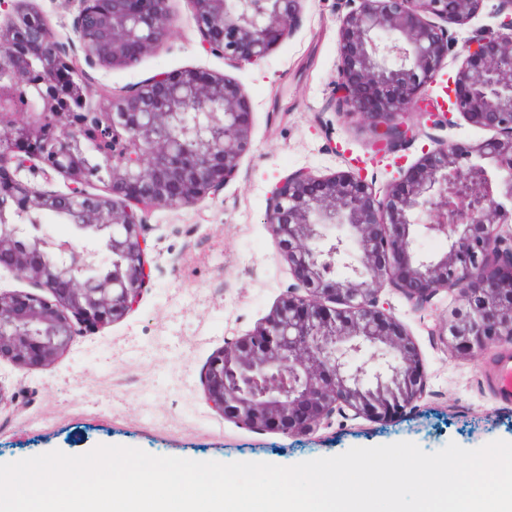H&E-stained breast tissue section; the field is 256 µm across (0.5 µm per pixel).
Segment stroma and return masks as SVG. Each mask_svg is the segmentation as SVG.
<instances>
[{
  "mask_svg": "<svg viewBox=\"0 0 512 512\" xmlns=\"http://www.w3.org/2000/svg\"><path fill=\"white\" fill-rule=\"evenodd\" d=\"M60 40L73 36L81 0H26ZM497 0L449 25L453 47L428 96L440 95L460 64L463 44L497 26ZM174 33L137 63L95 67L109 93L160 72L204 68L236 81L253 107L252 145L236 175L215 196L175 208H151L148 260L152 277L136 309L100 330L75 336L52 365L23 370L0 359V390L17 409L0 415V463L54 450L80 455L99 445L137 447L155 456L221 463L292 466L353 447L402 441L433 453L448 443L476 449L512 442V408H501L484 371L501 351L455 356L446 337L459 304L442 291L415 308L391 285L379 301L414 342L426 371L420 397L383 420L333 414L310 435L250 428L206 402L204 376L225 339L253 331L297 281L264 222L272 188L298 169L323 177L360 171L380 192L398 186L434 139L472 147L491 138L456 112L423 116L424 133L405 150H378L360 118L329 105L338 65V28L347 0H305L300 27L259 62L232 67L207 53L193 26L191 0H171Z\"/></svg>",
  "mask_w": 512,
  "mask_h": 512,
  "instance_id": "obj_1",
  "label": "stroma"
}]
</instances>
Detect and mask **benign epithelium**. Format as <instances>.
<instances>
[{"label":"benign epithelium","mask_w":512,"mask_h":512,"mask_svg":"<svg viewBox=\"0 0 512 512\" xmlns=\"http://www.w3.org/2000/svg\"><path fill=\"white\" fill-rule=\"evenodd\" d=\"M13 2L0 22V80L26 88L25 103L0 96V267L47 291L0 292V358L21 369L48 366L81 330L119 321L151 280L149 207L217 195L251 146L253 110L240 86L204 68L161 72L112 95L86 68L131 66L174 29L170 0H83L74 34L60 41L47 18ZM340 21L334 111L362 116L374 142L395 153L422 129L413 122L425 88L452 46L431 18L465 24L484 0H356ZM504 20L464 49L451 111L496 136L477 147L443 140L380 195L352 171L316 177L299 169L270 192L264 223L305 293L288 289L251 334L225 341L205 375L216 412L255 429L311 434L336 411L386 418L413 404L424 371L411 338L380 306L393 285L422 307L440 291L459 310L448 346L464 356L488 342L512 346V0ZM203 49L235 67L288 39L302 0H192ZM103 159L92 176L83 157ZM494 162L490 172L481 163ZM65 179L64 191L22 178ZM108 194H92L93 179ZM72 203V221L103 236L124 271L97 274V251L51 236L43 211ZM444 236L440 256L418 239ZM342 308H334V304Z\"/></svg>","instance_id":"1"}]
</instances>
